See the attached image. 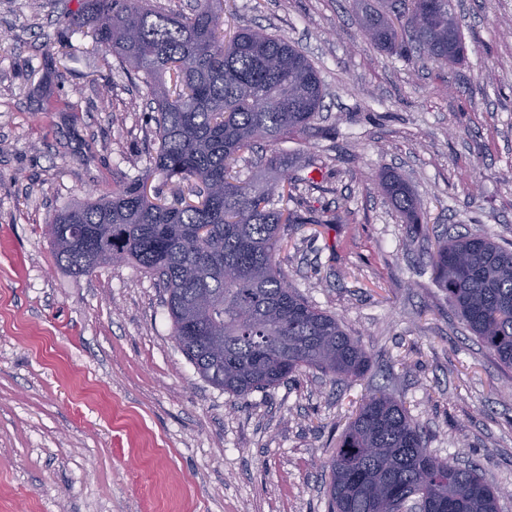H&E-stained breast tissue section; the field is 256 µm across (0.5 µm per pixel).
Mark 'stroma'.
<instances>
[{"mask_svg":"<svg viewBox=\"0 0 512 512\" xmlns=\"http://www.w3.org/2000/svg\"><path fill=\"white\" fill-rule=\"evenodd\" d=\"M83 0H0V512H327L325 467L362 400L400 399L436 455L476 465L512 512V371L465 328L426 254L477 229L512 242V0H453L466 59L411 65L367 42L361 0H226L224 33L260 26L325 87L282 150L317 186L277 255L370 359L239 400L202 379L164 293L134 265L72 277L47 226L142 169L149 90L81 29ZM77 107L48 112L47 101ZM417 193L411 233L381 171ZM337 212L340 223L317 218Z\"/></svg>","mask_w":512,"mask_h":512,"instance_id":"1","label":"stroma"}]
</instances>
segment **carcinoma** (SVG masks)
<instances>
[{"label": "carcinoma", "mask_w": 512, "mask_h": 512, "mask_svg": "<svg viewBox=\"0 0 512 512\" xmlns=\"http://www.w3.org/2000/svg\"><path fill=\"white\" fill-rule=\"evenodd\" d=\"M222 11L223 0H197L190 15L155 0H85L67 21L149 89L156 148L146 168L111 192L54 215L55 264L89 276V252L99 267L110 252L157 277L175 340L203 379L233 397L307 370L355 381L368 371L366 352L338 318L288 284L276 260L285 232L306 223L282 202L313 179L288 175L286 152L266 161L281 183L237 170L257 144L312 129L324 84L308 56L276 34L241 26L224 40ZM361 28L367 41L409 60L453 66L465 58L450 0H379ZM154 176L173 185L174 202L149 198ZM378 187L404 223L422 224L404 179L387 172ZM186 191L201 200L185 201ZM429 264L466 328L512 370V242L458 235L439 242ZM327 468L330 512H411L420 503L428 512H500L501 490L476 467L433 454L404 403L386 394L365 398Z\"/></svg>", "instance_id": "obj_1"}]
</instances>
